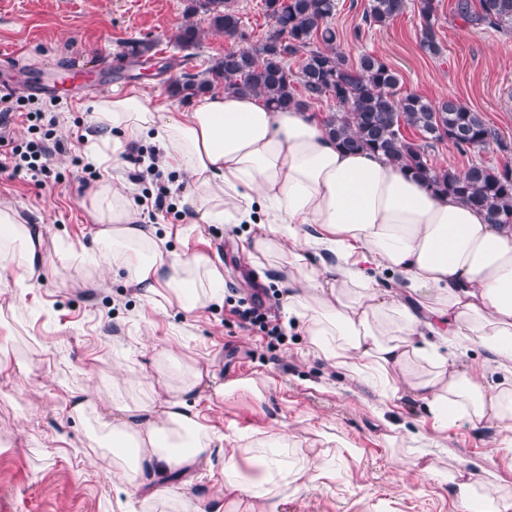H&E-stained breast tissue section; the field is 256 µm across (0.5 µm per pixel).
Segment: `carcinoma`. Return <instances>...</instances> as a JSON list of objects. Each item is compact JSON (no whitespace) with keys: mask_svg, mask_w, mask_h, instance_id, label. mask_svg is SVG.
I'll return each mask as SVG.
<instances>
[{"mask_svg":"<svg viewBox=\"0 0 512 512\" xmlns=\"http://www.w3.org/2000/svg\"><path fill=\"white\" fill-rule=\"evenodd\" d=\"M190 12L209 18L210 29L234 40L242 19L232 0H193ZM407 0H370L364 21L384 26L406 9ZM273 28L257 43L230 46L205 73L184 74L174 91L196 96L215 86L252 94L272 110L331 101L326 131L350 150L380 152L403 170L422 179L433 191L451 194L485 212L492 224L512 225V167L494 168L473 162L462 173L436 169L427 149L448 141L462 152L485 148L493 132L479 112L454 98L432 103L417 94L399 93V75L383 59L362 55L350 62L336 51L337 32L330 26L336 0H264ZM478 20L498 32L512 34V0H478ZM419 43L437 56L436 0H419ZM200 38L196 24L178 28L174 43L187 49ZM299 58L298 72L290 75L288 59ZM412 129L418 138L404 134Z\"/></svg>","mask_w":512,"mask_h":512,"instance_id":"carcinoma-1","label":"carcinoma"}]
</instances>
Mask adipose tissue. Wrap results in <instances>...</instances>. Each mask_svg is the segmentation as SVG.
<instances>
[{
	"label": "adipose tissue",
	"instance_id": "1",
	"mask_svg": "<svg viewBox=\"0 0 512 512\" xmlns=\"http://www.w3.org/2000/svg\"><path fill=\"white\" fill-rule=\"evenodd\" d=\"M92 112L99 134L89 148L102 169L123 163L148 134L161 169L186 174V223L239 224L261 211L244 248L247 261L285 269L286 320L304 327L324 359L351 376L406 386L437 427L512 424V226L434 193L382 154L343 149L321 116L274 111L250 94L213 91L173 109L130 88L99 97ZM87 200L99 225L98 267L124 274L162 309L192 315L223 301L219 260L165 251L124 185H95ZM320 250L333 263H314ZM46 263L39 228L0 204V279L39 287ZM387 275L398 291L383 288ZM467 342L487 350L490 362L464 369L444 350ZM205 379L190 367L158 378L155 399L113 403V438L133 440L138 450L125 471L146 478L156 499L218 457L224 512H238L246 501L268 512L279 480L302 486L309 474L287 472L273 450L259 458L255 474H245L242 448L224 447L223 434L186 400L201 393ZM414 455L423 473L450 486L463 512H512V499L495 492L494 470L443 472L426 462L424 449Z\"/></svg>",
	"mask_w": 512,
	"mask_h": 512
}]
</instances>
